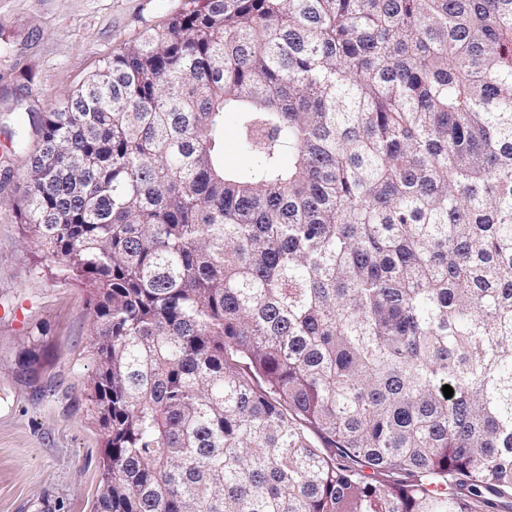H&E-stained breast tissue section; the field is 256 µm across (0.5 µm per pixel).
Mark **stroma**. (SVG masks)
I'll return each mask as SVG.
<instances>
[{"label":"stroma","mask_w":512,"mask_h":512,"mask_svg":"<svg viewBox=\"0 0 512 512\" xmlns=\"http://www.w3.org/2000/svg\"><path fill=\"white\" fill-rule=\"evenodd\" d=\"M189 0H0V512H95L104 443L86 401V294L41 269L11 207L34 114Z\"/></svg>","instance_id":"35a3bbf8"}]
</instances>
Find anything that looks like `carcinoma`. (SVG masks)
Segmentation results:
<instances>
[{"instance_id":"carcinoma-1","label":"carcinoma","mask_w":512,"mask_h":512,"mask_svg":"<svg viewBox=\"0 0 512 512\" xmlns=\"http://www.w3.org/2000/svg\"><path fill=\"white\" fill-rule=\"evenodd\" d=\"M36 131L96 512L512 505V0H194ZM224 164L231 169H252L251 157L238 146L237 122L232 113L224 114Z\"/></svg>"}]
</instances>
